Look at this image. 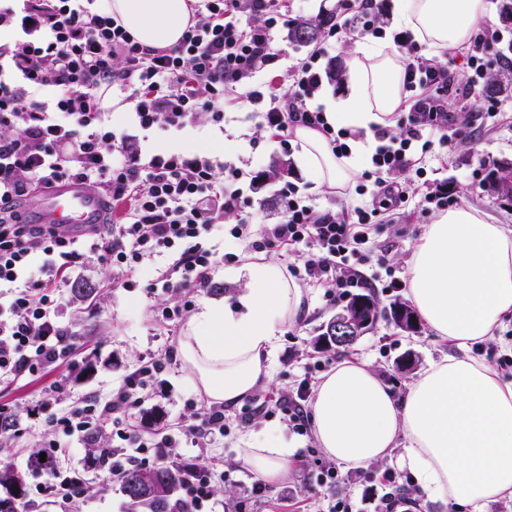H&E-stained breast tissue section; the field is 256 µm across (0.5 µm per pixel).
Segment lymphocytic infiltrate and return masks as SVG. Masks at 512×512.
<instances>
[{
    "mask_svg": "<svg viewBox=\"0 0 512 512\" xmlns=\"http://www.w3.org/2000/svg\"><path fill=\"white\" fill-rule=\"evenodd\" d=\"M105 0H11L0 4V28L13 30L0 44V380L38 379L71 367L73 331L64 322L66 286L74 284L81 260L93 257L112 270L116 288H143L147 297L171 289L204 287L229 254L210 243L214 228L228 214L240 221L228 233L254 236L255 251H302L293 274L309 285L326 286L335 303L351 289L368 287L366 268L381 265L370 247L377 217L403 187L385 173L414 164L415 154L434 144L455 146L465 137L444 103L453 89L449 65L423 64L419 48L405 32L392 35L406 63L412 104L397 137L380 136L371 164L374 206L353 216L315 213L293 183L279 191L284 219L253 232L251 200L243 186L247 172L191 150L143 153L138 136L160 132L177 136L195 125L199 114L224 122V102L265 105L266 126L288 144L297 125L320 130L336 154L348 148L324 112L308 98L321 82L318 55L295 68V91L287 100L272 90L244 85L242 79L272 56L273 33L287 19L277 0H197L195 22L178 44L147 48L107 11ZM344 17L330 26L326 45L352 27L371 35L380 30L363 0H341ZM125 93L132 106L131 131L114 129L104 105L108 90ZM74 178L100 193L107 212L118 219L72 237L55 224L21 223L17 202L38 186ZM167 266L140 282L138 272L156 257ZM166 367L153 359L128 374L108 400L89 398L45 417L66 438L95 441L112 430L125 455L156 458L174 447L172 437L144 439L129 419L144 403L142 392ZM215 474L190 464L177 499L178 512H203L211 501ZM83 479L70 470H53L38 493L55 512H75Z\"/></svg>",
    "mask_w": 512,
    "mask_h": 512,
    "instance_id": "f902f5d3",
    "label": "lymphocytic infiltrate"
}]
</instances>
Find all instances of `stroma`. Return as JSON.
Masks as SVG:
<instances>
[{"mask_svg": "<svg viewBox=\"0 0 512 512\" xmlns=\"http://www.w3.org/2000/svg\"><path fill=\"white\" fill-rule=\"evenodd\" d=\"M275 59L260 66L245 82L249 85H268L278 95H290L293 90V69L314 53V46L297 47L289 44L286 31L275 36ZM493 73L501 89L492 93L479 90L471 97H449L447 109L469 122L466 142L454 148L433 147L425 156L422 173L414 170L390 173L391 181L406 185L409 198L406 203L390 212L386 224L380 225L373 245L383 254L385 264L378 269L380 285L372 291L379 307L394 302H406L407 291L400 288L387 290L389 277L407 280V261L426 224L432 223L434 213L422 210L427 192L441 190L450 196L455 206H468L481 211L492 224L512 228V197H501L487 192L483 179L493 164H512V69L494 68ZM498 100L502 112L494 121L484 120L482 106L487 99ZM190 149L211 154V142L228 139L236 141L234 152L224 154L225 164L234 165L255 175L254 225L280 222L277 192L284 182L296 183L309 198L317 212L332 211L336 215L349 214L355 207L370 206V194H358V185L364 177H357L356 187L348 188L344 195L314 190L312 184L294 166L293 152L283 151L272 133L262 124L255 109L241 107L235 100L224 105V124L216 126L207 118L184 133ZM289 162V174L284 179H273L269 170L273 162ZM81 279L98 288L95 303L71 301L64 319L75 332V367L70 373V392L58 395L52 377L37 381L21 378L0 382V405L12 408L27 428L22 435L0 442V467L10 466L25 471L28 457L34 451L48 447L59 435L47 424H34L28 420L32 404L44 401L53 410L86 398L107 399L130 372L149 358L161 359L176 352L184 323L164 325L156 321L152 306H172L181 301L180 292L173 291L148 299L142 290L127 291L110 288L111 270L94 259L83 262ZM311 306L297 324L284 328L277 345L269 357L270 380L229 408L233 424L224 435L187 437V426L200 424L210 404L195 392L190 375L181 363L158 374L153 386L145 392L146 422L149 429H158L175 436L177 446L173 456L203 464H216L224 477L214 485L213 500L223 505L224 512H322L328 498L339 495L355 501L360 512H373L368 502L371 488L380 475L392 471L396 483L403 489L404 500L396 512H448V503L427 499L419 491L411 473L402 468L399 458L380 464L347 470L332 468L313 435L295 433L283 414L268 415L258 406L265 395L294 397L297 384L304 376L320 379L328 365L338 364L352 356L371 362L383 381L396 396L406 394L410 384L433 362L452 354L446 341L438 339L426 324H418L415 331L400 329L394 322L379 320L356 344L338 352H322L315 340L322 325L339 312V305L328 304L324 291L310 290ZM93 360L95 369L83 373L85 360ZM283 435L289 443L297 445L300 456L287 484L265 486L261 493H253L254 473L245 460L244 451L250 440L265 432ZM96 448L73 445L69 454L62 456L63 467H84V495L78 501L79 512H128L117 485H102L94 468L87 462ZM335 469L338 483L333 488L319 487L317 473Z\"/></svg>", "mask_w": 512, "mask_h": 512, "instance_id": "1", "label": "stroma"}]
</instances>
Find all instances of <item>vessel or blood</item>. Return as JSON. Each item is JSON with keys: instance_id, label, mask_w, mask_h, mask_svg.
<instances>
[{"instance_id": "vessel-or-blood-1", "label": "vessel or blood", "mask_w": 512, "mask_h": 512, "mask_svg": "<svg viewBox=\"0 0 512 512\" xmlns=\"http://www.w3.org/2000/svg\"><path fill=\"white\" fill-rule=\"evenodd\" d=\"M26 214L43 224H59L72 232L103 221L100 195L76 180L63 181L52 189L30 197Z\"/></svg>"}]
</instances>
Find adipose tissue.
Segmentation results:
<instances>
[{
    "label": "adipose tissue",
    "mask_w": 512,
    "mask_h": 512,
    "mask_svg": "<svg viewBox=\"0 0 512 512\" xmlns=\"http://www.w3.org/2000/svg\"><path fill=\"white\" fill-rule=\"evenodd\" d=\"M191 0H108L109 13L146 47L174 46L192 22ZM489 13L487 0H393L398 29L440 56L466 45ZM409 97L404 64L381 40L358 44L348 59L343 94L326 100V118L352 137L336 155L318 130L296 126L299 165L316 187L343 194L366 167L376 132L393 128ZM244 281L237 306L204 298L178 341V356L196 392L233 406L269 380L268 354L279 332L309 309V291L276 260L244 255L225 269ZM408 295L420 319L458 353L432 364L403 397L367 362L351 358L324 374L309 404L313 435L325 457L367 466L406 441L404 466L426 497L481 512L512 499V381H503L473 344L512 316V229L458 207L426 225L408 267ZM297 453L267 433L245 461L268 483L287 482Z\"/></svg>",
    "instance_id": "ef3b65f1"
}]
</instances>
